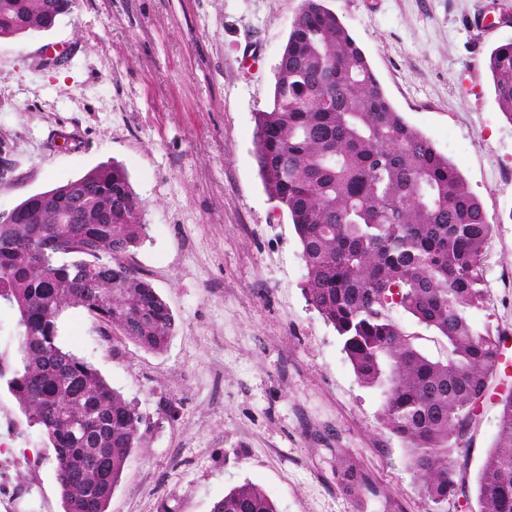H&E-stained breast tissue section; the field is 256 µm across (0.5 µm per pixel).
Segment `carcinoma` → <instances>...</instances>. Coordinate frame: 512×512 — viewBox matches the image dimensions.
<instances>
[{
    "mask_svg": "<svg viewBox=\"0 0 512 512\" xmlns=\"http://www.w3.org/2000/svg\"><path fill=\"white\" fill-rule=\"evenodd\" d=\"M71 0H0V39L52 29ZM497 105L512 122V42L488 58ZM259 173L293 224L304 293L332 325L359 383L378 390L382 423L407 448L421 495L437 508L472 497L512 512V391L474 485L467 456L478 409L495 388L504 336L472 315L486 303L485 247L495 231L458 169L410 125L326 0H301L276 66L270 107L255 113ZM125 170L101 165L33 194L0 223V302L18 313L0 381L53 448L63 512H107L149 421L86 358L65 349L61 316L80 307L101 336L162 352L167 302L131 265L146 237ZM447 343L425 354L398 317ZM345 488L372 491L350 464ZM211 512H277L240 484Z\"/></svg>",
    "mask_w": 512,
    "mask_h": 512,
    "instance_id": "carcinoma-1",
    "label": "carcinoma"
}]
</instances>
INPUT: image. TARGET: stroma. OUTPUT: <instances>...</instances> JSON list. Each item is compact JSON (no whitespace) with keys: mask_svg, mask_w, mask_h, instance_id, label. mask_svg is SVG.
<instances>
[{"mask_svg":"<svg viewBox=\"0 0 512 512\" xmlns=\"http://www.w3.org/2000/svg\"><path fill=\"white\" fill-rule=\"evenodd\" d=\"M408 123L447 156L495 232L478 328L512 334V123L486 61L512 0H327ZM300 0H73L47 32L0 40V213L122 166L147 237L132 251L175 331L151 352L99 336L81 309L62 342L152 428L108 512H210L251 482L279 512H433L332 326L308 305L300 246L266 192L255 114ZM66 45L60 64L44 49ZM469 81L473 92L462 89ZM53 450L0 387V512H63ZM374 492L343 489L338 460Z\"/></svg>","mask_w":512,"mask_h":512,"instance_id":"35a3bbf8","label":"stroma"}]
</instances>
